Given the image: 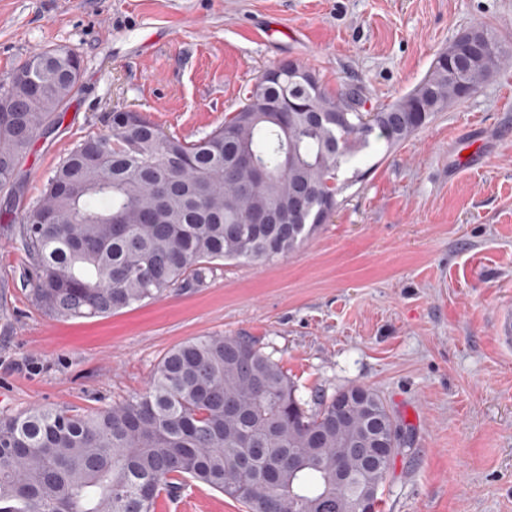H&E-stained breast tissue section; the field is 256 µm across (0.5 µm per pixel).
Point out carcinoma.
I'll use <instances>...</instances> for the list:
<instances>
[{
	"label": "carcinoma",
	"mask_w": 512,
	"mask_h": 512,
	"mask_svg": "<svg viewBox=\"0 0 512 512\" xmlns=\"http://www.w3.org/2000/svg\"><path fill=\"white\" fill-rule=\"evenodd\" d=\"M48 49L18 70L38 94L0 77V190L35 136L82 88L71 59ZM512 45L483 24L458 36L410 92L373 112L352 90L330 95L304 65L264 73L224 124L195 141L141 113L109 117L81 140L24 206L18 236L33 305L59 320L108 317L191 281L225 260L272 261L332 215L341 168L390 151L437 113L478 92ZM291 110L273 112L278 101ZM255 156L269 180L245 194ZM283 223L253 224L266 205ZM308 402L280 364L241 336H198L165 354L147 389L91 415L41 407L0 417V512H155L161 491L192 481L247 512H347L382 482L398 424L374 390L355 385Z\"/></svg>",
	"instance_id": "cac0c4a2"
}]
</instances>
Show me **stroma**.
Returning a JSON list of instances; mask_svg holds the SVG:
<instances>
[{
	"instance_id": "stroma-1",
	"label": "stroma",
	"mask_w": 512,
	"mask_h": 512,
	"mask_svg": "<svg viewBox=\"0 0 512 512\" xmlns=\"http://www.w3.org/2000/svg\"><path fill=\"white\" fill-rule=\"evenodd\" d=\"M512 44V0H0V75L34 52L81 59L82 92L0 191V414L87 415L145 391L161 358L198 336H243L306 400L363 385L410 438L381 512H512V62L471 97L377 156L297 250L224 261L108 317L59 321L30 300L20 202L85 136L134 109L194 141L281 62L373 111L412 90L475 23ZM477 143V167L456 156ZM156 512H246L188 483Z\"/></svg>"
}]
</instances>
